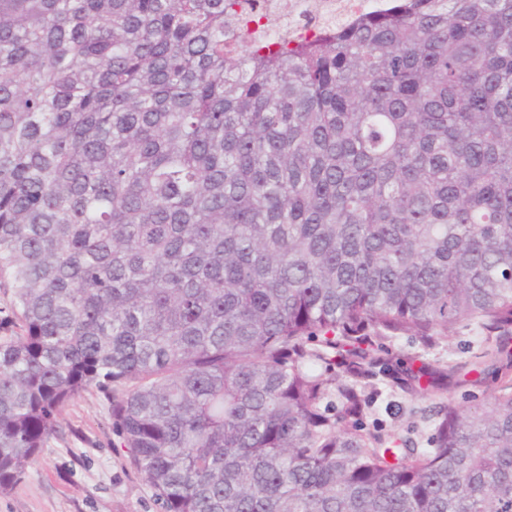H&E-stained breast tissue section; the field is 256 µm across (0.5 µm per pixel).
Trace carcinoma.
I'll return each mask as SVG.
<instances>
[{
	"instance_id": "1",
	"label": "carcinoma",
	"mask_w": 512,
	"mask_h": 512,
	"mask_svg": "<svg viewBox=\"0 0 512 512\" xmlns=\"http://www.w3.org/2000/svg\"><path fill=\"white\" fill-rule=\"evenodd\" d=\"M288 12L0 0L1 494L94 388L161 512H512V0ZM294 10L280 32L311 33L316 28L341 21L376 7H385L389 0H292ZM480 335L474 328L459 326L449 333L448 338L440 339L433 348L425 351L411 335H401L385 343L395 358L404 360L408 354L421 353L427 362L442 365L448 361L463 363L471 360L476 349L475 346L472 349V343ZM484 389V387L470 384H453L447 391L424 398L411 397L400 389H394L390 393L387 391L385 399L376 412L365 419V424L371 427L372 422L378 419L398 437L413 441L418 448H426L428 447L426 440L431 434L427 421L429 410L438 406L440 402L448 400L463 408L484 403L486 401Z\"/></svg>"
}]
</instances>
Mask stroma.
<instances>
[{"label": "stroma", "instance_id": "obj_1", "mask_svg": "<svg viewBox=\"0 0 512 512\" xmlns=\"http://www.w3.org/2000/svg\"><path fill=\"white\" fill-rule=\"evenodd\" d=\"M477 336L470 327H456L431 349L413 336L389 341L395 358L423 354L427 362H466ZM452 401L466 408L483 403V387L451 385L424 398L401 390L386 394L374 417L403 439L425 447L430 436L427 417L439 403ZM0 512H159L144 478L129 463L112 431L108 404L96 391L71 400L60 415V429L39 452L36 461L11 491L0 494Z\"/></svg>", "mask_w": 512, "mask_h": 512}]
</instances>
